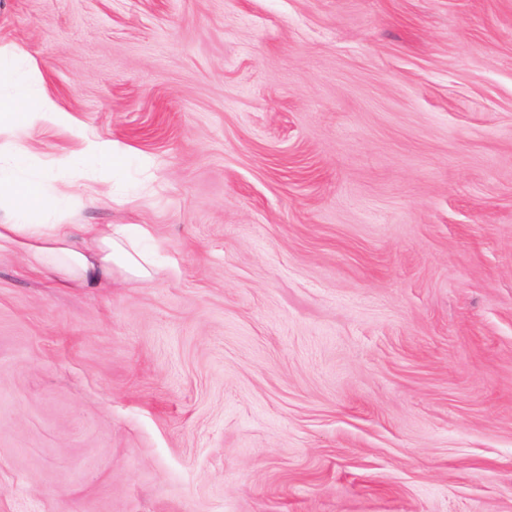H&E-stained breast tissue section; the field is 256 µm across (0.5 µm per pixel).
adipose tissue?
Returning a JSON list of instances; mask_svg holds the SVG:
<instances>
[{"mask_svg": "<svg viewBox=\"0 0 512 512\" xmlns=\"http://www.w3.org/2000/svg\"><path fill=\"white\" fill-rule=\"evenodd\" d=\"M47 95L15 76L0 59V128L16 120L62 121ZM29 152L0 150V250H17L29 266L51 276L63 288H105L114 280L150 281L156 275L152 253L143 249L152 232L146 224H60L45 183L20 176Z\"/></svg>", "mask_w": 512, "mask_h": 512, "instance_id": "ef3b65f1", "label": "adipose tissue"}]
</instances>
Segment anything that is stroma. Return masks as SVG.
Masks as SVG:
<instances>
[{"label":"stroma","mask_w":512,"mask_h":512,"mask_svg":"<svg viewBox=\"0 0 512 512\" xmlns=\"http://www.w3.org/2000/svg\"><path fill=\"white\" fill-rule=\"evenodd\" d=\"M0 49L127 164L0 252V512H512V0H0ZM7 160L0 146V210L11 217L0 220V250H17L29 266L51 276L63 288H106L117 278L151 281L156 262L141 247L152 239L147 224H58L54 215L62 212L50 203L40 178L18 174L28 165L29 151L15 148ZM7 160V161H6ZM35 204L46 213L40 220L26 219Z\"/></svg>","instance_id":"35a3bbf8"}]
</instances>
